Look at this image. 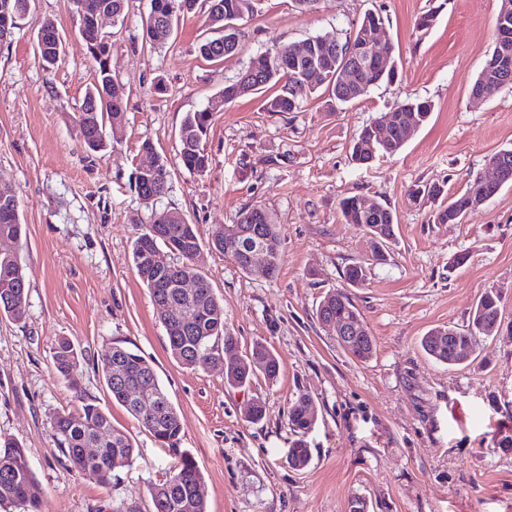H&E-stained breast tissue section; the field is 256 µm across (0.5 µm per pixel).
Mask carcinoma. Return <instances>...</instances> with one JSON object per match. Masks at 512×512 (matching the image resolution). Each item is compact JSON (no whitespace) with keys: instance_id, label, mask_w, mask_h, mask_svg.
Here are the masks:
<instances>
[{"instance_id":"carcinoma-1","label":"carcinoma","mask_w":512,"mask_h":512,"mask_svg":"<svg viewBox=\"0 0 512 512\" xmlns=\"http://www.w3.org/2000/svg\"><path fill=\"white\" fill-rule=\"evenodd\" d=\"M207 5L206 25L216 38H205L198 45L199 54L206 60H220L232 55L239 49L235 22L252 14L256 10L255 0H205ZM196 0H150L147 17L143 21L145 39L153 46H162L171 38L179 13L194 8ZM79 32L85 43H93L98 52L91 53L98 65L97 81L88 89L83 99L77 120L85 124L88 138L83 140L84 147L98 152L107 147V141H119L121 129L112 125L114 111L124 107L120 87L115 84L111 71L107 67L108 42L106 35L88 18H80ZM317 54H311L297 61L281 60L275 55L276 48H268L252 56L246 68L236 80L224 86L220 98L228 104L234 100L257 93H265L275 86L280 89L266 98V110L269 112H295L309 93L313 92L305 83V74L318 59L329 66L326 84L328 96L333 103L354 102L362 98L355 95L347 100L340 98L339 85L336 83V67L346 63L345 50L350 39L328 47L322 46L325 36H312ZM37 46L46 68L53 66L63 50L62 36L54 21L44 19L38 22ZM112 97H106V94ZM394 113L397 123L388 130L385 137H372V128L364 126L351 147L352 160L364 165L372 155L361 152L358 142L374 138L373 149L376 154L392 155L403 146V123L406 118H415L418 126H423L433 110L430 101L420 98H408L396 104ZM212 123V113L197 110L186 113L180 130L181 148L179 165L187 171L201 175L209 167L208 155L203 148ZM170 171L167 162L158 158L157 167L149 173L145 181V190L135 186V191L143 203L149 205L164 197L169 191ZM475 186L470 183L466 189L456 194L450 201L439 205L433 214L435 224H458L471 211L469 192ZM7 199L0 200V234L15 237L22 236L20 219V198L16 191H5ZM358 196H348L340 202L345 223L359 228L365 235L374 234L380 243V252L371 257V261H386L389 242L394 239L397 217L391 209L383 206L372 213H360L357 210ZM173 218L161 227L152 230L150 225L141 224L137 228L132 243V268L150 293L151 300L167 335L171 356L181 365L192 370L206 369L209 362L224 360L228 350L239 349L238 340L228 330L224 317V305L216 297L208 280L196 269L186 266L191 255L200 245L196 225L188 224L182 214L170 211ZM264 209H246L242 216L251 219L261 233L270 235L272 242L271 272L275 275L279 268L282 234L280 225L266 221ZM166 247L177 256V261L169 262L167 267H158L153 263V254ZM211 249L231 256L233 244L224 240V226L214 227L209 241ZM366 262L350 264L344 271V280L351 288L365 282ZM192 275L199 284L200 304L181 302L176 288H158L160 279L173 282L186 275ZM10 283L11 288L4 290L1 285ZM28 282L25 268L15 254H0V315L21 320L26 312ZM502 297L497 291H487L479 299L465 329L453 326L440 327L431 331L422 339V347L435 361L448 366L459 365L472 356L477 339L490 336L497 331L502 322ZM317 318L347 319L363 321V318L344 289L327 293L316 310ZM224 339V347L215 348L212 341ZM376 350V342L371 334L364 335L351 348L353 355L360 361L369 360ZM121 358L134 371V376L122 385L112 381V362ZM78 353L72 343L61 339L54 348L52 361L57 376L68 380L76 363ZM102 378L112 401L124 406L127 411L162 446L176 449L179 457L171 471L179 476V481L169 487L154 484L149 489L153 512H207L205 500L196 493V487L203 481L202 473L193 457L178 449L181 425L177 411L167 394L160 386L153 366L146 358L123 346L110 347L100 359ZM280 372L278 358L261 342L253 343L248 361L244 365L227 363L224 365L225 384L242 388L252 384V380L263 377L267 381L277 379ZM151 384L152 405L147 409H138L128 402L126 388L134 384ZM288 422L297 436L289 448L291 464L303 468L309 463V448L304 437L315 422L312 399L306 394L298 395L289 406ZM112 427V438L99 445L97 456L87 458L82 449L87 447L97 427ZM53 436L70 467L80 475L99 483L112 479L115 461L131 464L135 447L131 437L112 426L109 415L93 402L83 401L77 411H57L51 417ZM44 493L30 467L25 448L13 441L0 443V512H43Z\"/></svg>"}]
</instances>
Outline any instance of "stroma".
I'll list each match as a JSON object with an SVG mask.
<instances>
[{
  "label": "stroma",
  "instance_id": "35a3bbf8",
  "mask_svg": "<svg viewBox=\"0 0 512 512\" xmlns=\"http://www.w3.org/2000/svg\"><path fill=\"white\" fill-rule=\"evenodd\" d=\"M501 0H257L239 22V50L203 59L205 16H181L159 48L143 39L149 0H126L124 22H105L110 66L120 84L125 123L118 143L85 150L75 117L96 80L71 0H30L10 42L0 45V183L16 189L24 232L17 250L29 282L25 317L0 316V441L22 445L44 490L45 512H152L149 487L173 465L162 447L112 402L96 361L111 343L153 365L181 424V449L201 469L208 512H512V186L469 212L436 224L437 200H412L434 183L463 191L487 174L489 157L512 147V87L475 101L471 86L494 44ZM381 15L399 77L355 103L328 112L321 94L295 112H269L263 95L215 112L204 149L209 168L193 175L178 163L186 113L210 106L256 52L309 37L345 40L365 12ZM437 15L428 32L424 12ZM52 19L66 35L53 69L37 49V22ZM430 100L428 122L393 155L359 166L350 147L363 126L406 97ZM150 141L170 169L168 194L146 206L133 187ZM360 195L388 206L398 229L387 263L371 266L350 290L376 341L366 362L323 329L315 308L345 286V268L367 258L364 233L343 221L341 199ZM263 206L280 225L275 276L242 272L203 249L201 272L224 305L239 353L260 341L278 357L276 381L232 389L220 368L190 370L168 351L147 288L132 270L137 223L176 210L209 240ZM464 264H456L458 256ZM502 292L503 328L481 337L474 362L433 361L421 339L440 326L466 327L487 289ZM76 348L72 381L59 379L58 339ZM309 394L316 423L305 440L310 461L290 465L295 438L288 407ZM92 398L134 441L130 466L100 484L73 471L52 437L56 411ZM265 415L248 421L253 400Z\"/></svg>",
  "mask_w": 512,
  "mask_h": 512
}]
</instances>
